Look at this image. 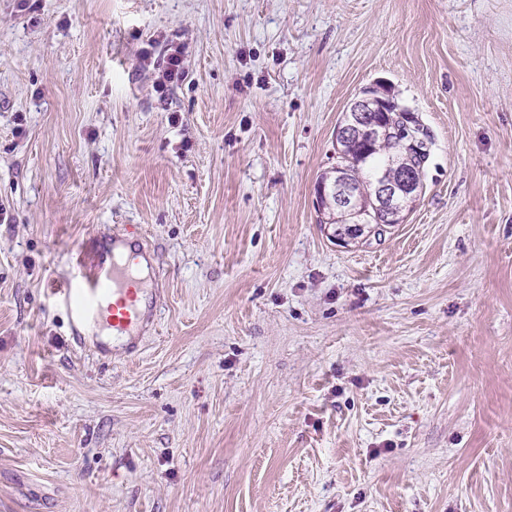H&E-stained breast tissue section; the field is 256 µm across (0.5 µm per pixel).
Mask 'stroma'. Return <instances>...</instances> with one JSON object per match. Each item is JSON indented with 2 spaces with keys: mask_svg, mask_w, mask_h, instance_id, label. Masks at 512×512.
Returning <instances> with one entry per match:
<instances>
[{
  "mask_svg": "<svg viewBox=\"0 0 512 512\" xmlns=\"http://www.w3.org/2000/svg\"><path fill=\"white\" fill-rule=\"evenodd\" d=\"M378 82L424 192L345 248ZM125 224L159 301L104 359L59 292ZM0 512H512V0H0ZM166 50L165 61L155 67L154 71V87L162 96L182 81L185 75L182 46L171 44ZM407 139L405 144V151L408 154L421 155L423 153H427L429 150V143L422 136H420L418 132V126L413 124L412 127L407 126ZM429 152L423 156H413L409 165L414 169L415 174L422 177L424 175L425 165L428 161ZM348 183L349 180L344 177L343 173H337L335 179L330 181H328V179L321 182L317 181L314 190L317 208L319 207L321 198L327 200L331 195L336 198V202L333 197L329 198L328 202L324 203L322 209H318L319 214L324 215V219L326 220L324 221L323 217H321L322 220H319V224L344 225L348 220L345 212L349 213L350 217L353 218L351 222L345 223L347 224L346 229L341 226L331 233L327 231V235L343 247L356 240L353 238V234H363L367 237L371 233L378 231L381 226H384V223L375 221V224L378 225L370 227V225L364 221V211L361 208V201L354 196ZM336 204L341 207L343 211L337 209Z\"/></svg>",
  "mask_w": 512,
  "mask_h": 512,
  "instance_id": "stroma-1",
  "label": "stroma"
}]
</instances>
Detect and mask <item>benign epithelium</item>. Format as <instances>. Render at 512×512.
<instances>
[{"instance_id": "obj_1", "label": "benign epithelium", "mask_w": 512, "mask_h": 512, "mask_svg": "<svg viewBox=\"0 0 512 512\" xmlns=\"http://www.w3.org/2000/svg\"><path fill=\"white\" fill-rule=\"evenodd\" d=\"M387 90L389 87L385 84L376 83L356 98L337 126L336 141L346 139L351 130L359 125L362 126V135L368 142L372 143L380 138L395 104L392 97L386 95ZM428 150L429 143L420 136L418 126L408 128L405 153L392 156L387 168L380 171L375 178L372 206L376 212L388 216L393 224L404 222L403 212L406 206L416 202L424 189L421 180L414 178L406 169L408 155H421ZM330 196L336 198V204L352 217L347 227L341 226L329 233V237L337 244L344 247L354 241L353 235L361 233L368 236L380 229V226L372 227L364 221L361 201L350 190L349 180L344 174L338 173L330 181L316 183L315 201L319 202Z\"/></svg>"}]
</instances>
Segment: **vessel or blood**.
<instances>
[{
    "instance_id": "1",
    "label": "vessel or blood",
    "mask_w": 512,
    "mask_h": 512,
    "mask_svg": "<svg viewBox=\"0 0 512 512\" xmlns=\"http://www.w3.org/2000/svg\"><path fill=\"white\" fill-rule=\"evenodd\" d=\"M146 254L141 232L130 227L78 256L77 272L61 291L77 341H84L87 330L108 329L126 338L130 352H137L147 315L140 306L146 288L134 260Z\"/></svg>"
}]
</instances>
